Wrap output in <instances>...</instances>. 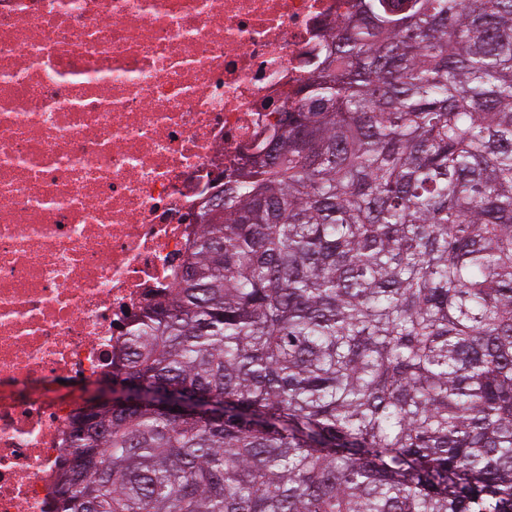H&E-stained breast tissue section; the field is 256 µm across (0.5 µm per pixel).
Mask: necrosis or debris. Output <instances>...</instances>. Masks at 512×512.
<instances>
[{"mask_svg": "<svg viewBox=\"0 0 512 512\" xmlns=\"http://www.w3.org/2000/svg\"><path fill=\"white\" fill-rule=\"evenodd\" d=\"M353 0H0V512H50L85 392Z\"/></svg>", "mask_w": 512, "mask_h": 512, "instance_id": "obj_1", "label": "necrosis or debris"}]
</instances>
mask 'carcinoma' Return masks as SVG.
<instances>
[{
  "instance_id": "carcinoma-1",
  "label": "carcinoma",
  "mask_w": 512,
  "mask_h": 512,
  "mask_svg": "<svg viewBox=\"0 0 512 512\" xmlns=\"http://www.w3.org/2000/svg\"><path fill=\"white\" fill-rule=\"evenodd\" d=\"M299 92L51 512H512V0H354Z\"/></svg>"
}]
</instances>
